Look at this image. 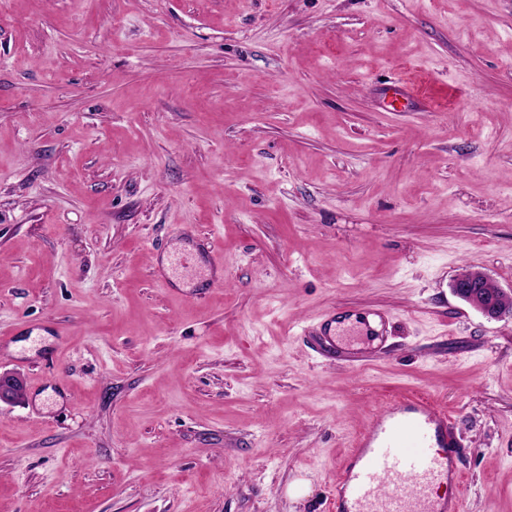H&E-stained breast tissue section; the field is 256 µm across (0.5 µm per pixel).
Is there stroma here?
<instances>
[{
    "instance_id": "1",
    "label": "stroma",
    "mask_w": 512,
    "mask_h": 512,
    "mask_svg": "<svg viewBox=\"0 0 512 512\" xmlns=\"http://www.w3.org/2000/svg\"><path fill=\"white\" fill-rule=\"evenodd\" d=\"M466 268L512 289V0H0V512H329L409 393L464 512H512V318ZM338 306L388 350L313 353ZM380 95L384 100L389 98L391 103L402 99L406 104H409L412 100L417 99V93L414 88L399 79L381 87ZM473 272L471 269H465L460 275L468 276ZM456 277L451 288L453 293L462 301L468 303L479 310L485 316L492 319H499L505 316L512 317V311L505 310L501 306L502 299L512 298V289L505 291L496 285L485 273L477 271L474 276ZM487 283L494 285V290L487 292L484 288ZM493 285L490 287L493 288ZM488 287V288H490ZM507 299V308L511 307V302ZM25 392V383L21 377L11 373H0V403L13 405L18 403Z\"/></svg>"
}]
</instances>
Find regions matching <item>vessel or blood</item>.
Masks as SVG:
<instances>
[{"mask_svg":"<svg viewBox=\"0 0 512 512\" xmlns=\"http://www.w3.org/2000/svg\"><path fill=\"white\" fill-rule=\"evenodd\" d=\"M342 312L323 314L325 355L344 338ZM448 414L422 395L403 398L373 418L353 442L331 497V512H461V497L442 498L437 486L460 489L463 472Z\"/></svg>","mask_w":512,"mask_h":512,"instance_id":"vessel-or-blood-1","label":"vessel or blood"}]
</instances>
